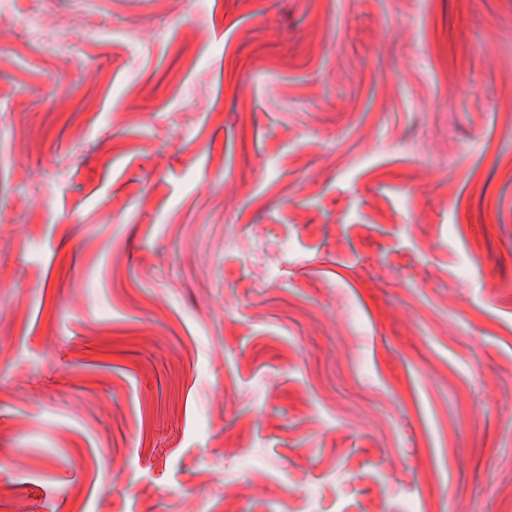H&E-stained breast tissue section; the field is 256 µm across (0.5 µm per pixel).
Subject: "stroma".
<instances>
[{
  "mask_svg": "<svg viewBox=\"0 0 512 512\" xmlns=\"http://www.w3.org/2000/svg\"><path fill=\"white\" fill-rule=\"evenodd\" d=\"M512 0H0V512H504Z\"/></svg>",
  "mask_w": 512,
  "mask_h": 512,
  "instance_id": "35a3bbf8",
  "label": "stroma"
}]
</instances>
